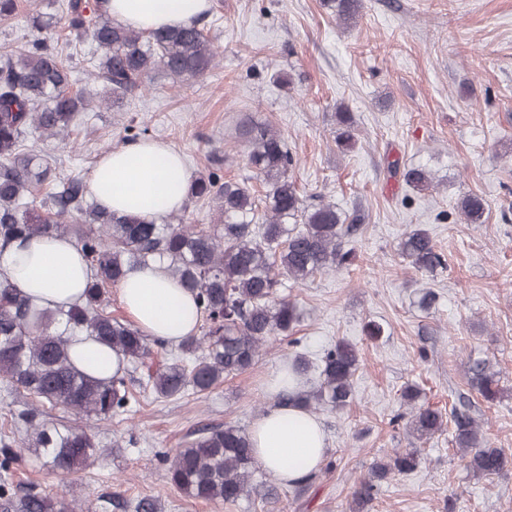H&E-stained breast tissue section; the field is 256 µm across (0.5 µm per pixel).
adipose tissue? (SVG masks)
<instances>
[{"instance_id":"ef3b65f1","label":"adipose tissue","mask_w":512,"mask_h":512,"mask_svg":"<svg viewBox=\"0 0 512 512\" xmlns=\"http://www.w3.org/2000/svg\"><path fill=\"white\" fill-rule=\"evenodd\" d=\"M210 6L209 0H108L113 19L137 28L187 25ZM193 174L183 156L156 140L129 141L103 154L87 176L98 206L147 222L163 223L182 209ZM0 273L39 306L82 302L89 269L74 244L65 239L33 237L24 247L0 251ZM120 302L147 335L178 343L198 331L200 313L193 295L173 280L164 263L130 270L119 286ZM71 354L94 377L117 369L115 354L85 335L74 336ZM283 369L270 376L271 401L250 429L254 455L273 477L295 481L317 468L326 453L319 421L302 406L279 401L295 390Z\"/></svg>"}]
</instances>
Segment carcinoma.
Returning a JSON list of instances; mask_svg holds the SVG:
<instances>
[{
	"label": "carcinoma",
	"instance_id": "cac0c4a2",
	"mask_svg": "<svg viewBox=\"0 0 512 512\" xmlns=\"http://www.w3.org/2000/svg\"><path fill=\"white\" fill-rule=\"evenodd\" d=\"M53 18L32 8L28 22L34 36L15 50L0 53V249L34 236L69 237L90 270L84 301L67 309L39 308L16 285L0 277V381L24 392L30 407L14 417V429L0 432V512H78L82 505L66 493L50 495L21 490L9 480L25 465L21 449L34 448L49 467L73 471L96 451L90 427L56 426L43 419V408L61 406L78 418L108 420L128 413L146 393L172 398L192 390L214 389L224 377L258 361L269 338L286 334L300 322L296 305L281 294L285 281L305 282L318 274L348 266L354 251L345 239L357 225L354 217L330 202L306 205L291 172L297 160L286 141L267 123L246 117L237 126L249 146L248 165L263 177L265 195L211 172L193 181L189 196L217 205L220 223L199 229L174 213L165 224L101 210L86 183L76 177L52 179L47 157L23 147L38 137L65 139L82 112L96 104L119 107L159 68L174 83L206 76L217 52L201 21L179 28L140 31L114 21L105 0H60ZM340 19L358 17L363 0H328ZM77 38L89 36L102 50L89 77L102 78L100 91L73 90L74 54H64L57 30ZM336 143L356 142L351 113L339 112ZM403 181L423 191L433 183L425 166L403 168ZM471 224L484 223L486 207L477 195L460 201ZM399 254L426 273L447 268V258L424 228L410 230ZM164 261L170 275L195 292L202 316L198 334L178 345L145 335L133 323L108 311V288L117 286L132 267ZM95 338L119 357L110 377L96 378L71 356V336ZM360 363L355 347L338 341L317 362L301 356L289 362L303 388L288 399L308 411L346 407ZM140 371L137 379L129 370ZM497 373L483 360L468 368L472 391L487 402L501 399ZM452 425L455 445L470 455L476 476L503 472L500 448L486 444L481 426L466 409L442 412L421 404L410 425L418 438H430L444 423ZM418 464L416 451L397 453L376 463L361 480L355 499L364 505L380 494L387 475L405 473ZM250 435L236 425L205 428L176 450L169 479L179 492L201 501L233 505L259 472Z\"/></svg>",
	"mask_w": 512,
	"mask_h": 512
}]
</instances>
